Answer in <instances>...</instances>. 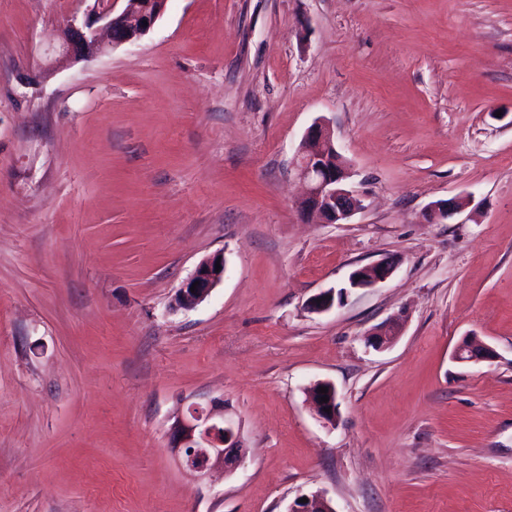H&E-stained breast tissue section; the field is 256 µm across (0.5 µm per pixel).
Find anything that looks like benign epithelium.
Returning <instances> with one entry per match:
<instances>
[{"label": "benign epithelium", "instance_id": "7a95c632", "mask_svg": "<svg viewBox=\"0 0 512 512\" xmlns=\"http://www.w3.org/2000/svg\"><path fill=\"white\" fill-rule=\"evenodd\" d=\"M123 9L116 13L105 9L86 19L82 24H67L61 31L54 63L87 58L106 47L133 44L150 31L161 15L164 0H123ZM333 130L326 120H316L306 131L299 153L295 159V170L305 184V196L300 202L302 213L321 224H345L363 208L362 195L348 182L351 171L340 163ZM460 210L456 200H445L428 206L422 213L425 224H437ZM224 255L216 253L203 259L193 273L181 284L171 308L193 309L202 303L224 278V272L215 271L216 261ZM394 271L389 262H377L354 270L349 276L353 288H371L384 282ZM198 286H193V283ZM195 291H190V288ZM347 291L333 288L315 294L306 308L311 313H327L342 302ZM494 350L486 344L463 342L455 351L454 359L469 363L491 359ZM326 387L328 393L318 389ZM326 396L324 403L319 398ZM318 418L332 424L337 417V395L335 387L328 382H318L308 391ZM172 435L182 454L186 472L196 478L203 477L216 465L230 473L246 458L239 431L224 419V414L209 412L202 416L194 411L188 418H181L172 427ZM288 512H336L331 501L321 495L308 497L303 503L297 498Z\"/></svg>", "mask_w": 512, "mask_h": 512}]
</instances>
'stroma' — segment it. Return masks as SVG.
Here are the masks:
<instances>
[{
    "label": "stroma",
    "instance_id": "35a3bbf8",
    "mask_svg": "<svg viewBox=\"0 0 512 512\" xmlns=\"http://www.w3.org/2000/svg\"><path fill=\"white\" fill-rule=\"evenodd\" d=\"M101 8L0 0V512H512V0H166L51 66ZM320 117L365 193L345 224L298 206ZM472 337L495 358L456 362ZM215 400L248 455L196 479L171 427ZM123 9L114 14L113 8L94 14L81 25L68 23L61 31L56 57L51 65L80 60L102 52L107 46L133 44L150 31L161 15L164 0H121ZM143 20L147 21L144 26ZM104 22L102 27L96 26ZM460 210L457 200H445L428 206L422 213V221L425 224H437L448 220V217ZM217 260H220V272H215ZM223 278L224 255L222 253H216L203 259L197 265L193 273L181 284L171 303V308L175 310H189L195 308L210 295L212 290L221 283ZM196 281H199V284L196 286L194 293H191L190 288ZM394 271L389 262H377L354 270L349 276L351 288H371L384 282ZM344 290V291H343ZM347 294L346 288L340 289L337 297V291L335 288H329L323 290L317 294H315L308 301L306 308L311 313L322 314L327 313L333 309V307L337 304H340ZM317 300H320V303H317ZM320 387H327L328 393H318ZM327 396V403L320 402L319 398ZM308 397L311 399L318 418L327 424H333L337 417V395L335 387L328 382H318L314 384L308 391ZM325 409H331V413L325 412ZM306 497L307 503L301 502ZM287 512H337L331 501L321 495L301 496L289 506Z\"/></svg>",
    "mask_w": 512,
    "mask_h": 512
}]
</instances>
